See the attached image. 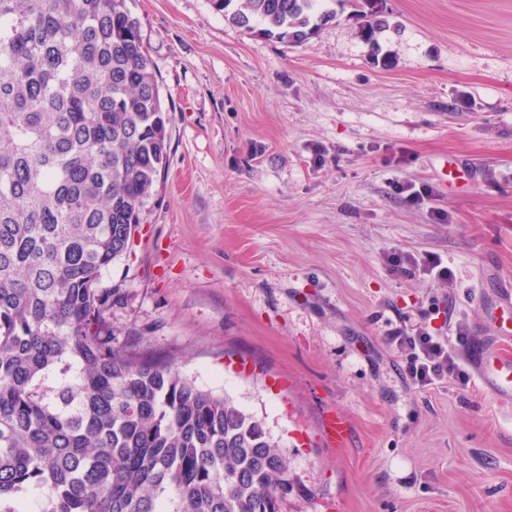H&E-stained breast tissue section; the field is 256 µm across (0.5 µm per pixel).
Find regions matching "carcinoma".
<instances>
[{
  "label": "carcinoma",
  "instance_id": "carcinoma-1",
  "mask_svg": "<svg viewBox=\"0 0 512 512\" xmlns=\"http://www.w3.org/2000/svg\"><path fill=\"white\" fill-rule=\"evenodd\" d=\"M328 0H211L292 43ZM374 61L391 29L353 0ZM169 113L127 0H0V512H281L288 458L262 423L114 342L115 290L165 170Z\"/></svg>",
  "mask_w": 512,
  "mask_h": 512
}]
</instances>
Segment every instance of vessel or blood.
<instances>
[{"label":"vessel or blood","mask_w":512,"mask_h":512,"mask_svg":"<svg viewBox=\"0 0 512 512\" xmlns=\"http://www.w3.org/2000/svg\"><path fill=\"white\" fill-rule=\"evenodd\" d=\"M511 336L512 328L498 319L492 320L474 353L479 383L504 407L512 405V358L503 355L499 346ZM323 436L333 447H347L352 437V424L341 413H329L323 420Z\"/></svg>","instance_id":"vessel-or-blood-1"}]
</instances>
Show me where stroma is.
<instances>
[{
  "label": "stroma",
  "instance_id": "35a3bbf8",
  "mask_svg": "<svg viewBox=\"0 0 512 512\" xmlns=\"http://www.w3.org/2000/svg\"><path fill=\"white\" fill-rule=\"evenodd\" d=\"M128 5L170 156L101 277L116 343L262 422L288 454L283 512H512V407L474 377L413 384L386 342L434 308L443 335L484 332L512 286V0H383V65L350 5L301 44L210 0ZM399 181L431 195L410 205ZM330 412L347 447L319 442ZM390 261L397 267L408 270V273H412L417 267H422L425 274L440 281L448 280V267L441 266L442 263L436 256L427 255L418 259L411 254L399 252L392 254Z\"/></svg>",
  "mask_w": 512,
  "mask_h": 512
}]
</instances>
